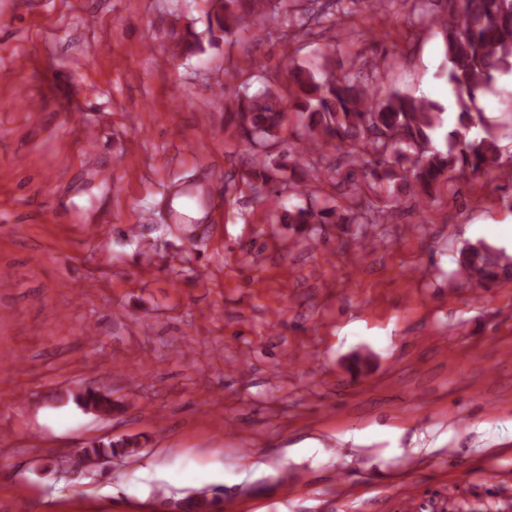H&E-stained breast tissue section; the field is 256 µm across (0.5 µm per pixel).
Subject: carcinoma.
Returning a JSON list of instances; mask_svg holds the SVG:
<instances>
[{
  "mask_svg": "<svg viewBox=\"0 0 512 512\" xmlns=\"http://www.w3.org/2000/svg\"><path fill=\"white\" fill-rule=\"evenodd\" d=\"M359 0H333L334 11L322 0H223L221 9L208 15L210 41L228 39L240 31L262 25L272 16L282 19L292 35L311 26L335 24ZM417 20L440 30L448 63L446 77L453 92L456 121L445 136L446 148L434 145L433 133L443 127L444 109L425 97L384 90L351 65L342 77L328 63L311 68L289 61L288 98L265 88L252 94L237 93L227 121L237 128L252 154V196L271 191L269 172L283 167L266 152L285 116L284 103L292 104L302 121L301 136L307 150L319 155L343 150L355 160L357 171L345 179L359 189L357 176L374 186L397 187L421 202H428L444 179L478 175L502 166L500 137L486 123L477 106L478 95L496 75L512 72V0H415ZM313 170L292 182L288 199L299 204L283 208L281 220L290 224H355L339 203L308 197L307 181L318 180ZM457 274L480 288L512 279V257L480 243L471 246ZM85 406L109 414V398L87 391L77 395ZM131 440L93 442L81 449L84 465L96 466L117 455H134ZM206 495L177 504L182 512H209Z\"/></svg>",
  "mask_w": 512,
  "mask_h": 512,
  "instance_id": "cac0c4a2",
  "label": "carcinoma"
}]
</instances>
